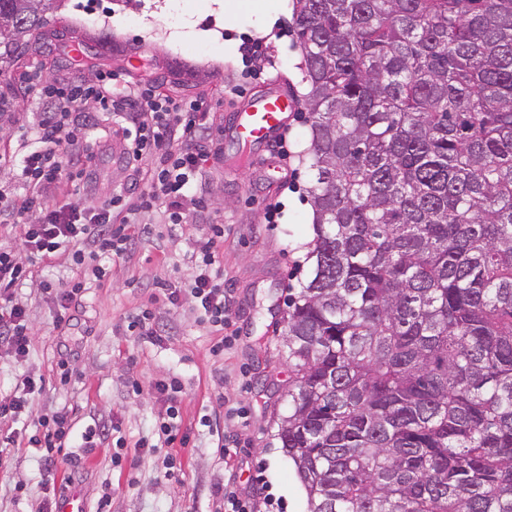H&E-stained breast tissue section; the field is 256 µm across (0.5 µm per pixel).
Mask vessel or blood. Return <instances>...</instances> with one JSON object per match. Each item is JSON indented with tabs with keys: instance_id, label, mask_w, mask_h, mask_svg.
<instances>
[{
	"instance_id": "1",
	"label": "vessel or blood",
	"mask_w": 512,
	"mask_h": 512,
	"mask_svg": "<svg viewBox=\"0 0 512 512\" xmlns=\"http://www.w3.org/2000/svg\"><path fill=\"white\" fill-rule=\"evenodd\" d=\"M297 102L281 87L269 89L259 97L246 98L229 116L227 130L241 143L264 151L296 111Z\"/></svg>"
}]
</instances>
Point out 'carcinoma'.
<instances>
[{"label":"carcinoma","mask_w":512,"mask_h":512,"mask_svg":"<svg viewBox=\"0 0 512 512\" xmlns=\"http://www.w3.org/2000/svg\"><path fill=\"white\" fill-rule=\"evenodd\" d=\"M59 0H0L23 54ZM315 237L281 448L308 512H512V0H295Z\"/></svg>","instance_id":"carcinoma-1"}]
</instances>
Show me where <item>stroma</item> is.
Instances as JSON below:
<instances>
[{
  "mask_svg": "<svg viewBox=\"0 0 512 512\" xmlns=\"http://www.w3.org/2000/svg\"><path fill=\"white\" fill-rule=\"evenodd\" d=\"M210 0H191L193 20L202 40L171 36L178 15L172 0H65L24 57L0 54V93L12 97L18 110L6 127V141H32L37 116L28 103L30 84L17 81L23 71L49 81L71 77L74 53H82L93 71H122L130 81L161 84L172 98L200 101L207 132L221 152L205 165L198 192L207 200L201 218L224 227L220 262L230 290L231 318L226 333L199 320L189 300L171 304L164 284L187 275L194 225L164 224L161 211L141 214L150 225L139 236L133 255L114 262L104 281L90 283L73 309L67 336H58L54 310L40 291L42 282L61 285L77 274L63 261L41 270L39 280L20 287L28 304L32 329L27 370L45 379L33 401L35 414L69 406L76 411V433L112 420L124 439L120 463L114 445L92 454L69 448L57 465L55 493H78L87 512H217L211 492L233 478H254L270 497L264 512H307L306 496L294 467L276 437V422L288 411V350L282 342L288 321V294L308 274L306 254L313 241L312 208L307 189L311 172L305 161L310 145L308 113L298 108L288 118V176L280 182L258 181L260 160L248 146L226 134V119L245 95L280 85L297 94L306 91L300 70L302 54L293 34V11L285 9L274 28L256 33L250 15L256 0H239L242 14L221 24L208 12ZM260 44V56L247 48ZM95 159L80 185L90 204L138 182L123 160L112 153V135L92 134ZM150 310L161 341L131 335L129 317ZM231 345L223 355L211 352L222 335ZM72 351L70 368L77 379L57 380L60 347ZM139 386L131 388L128 379ZM175 379L181 386V427L190 433L178 448L182 470L165 475L163 454L142 453L141 441H156L159 404L154 385ZM237 405L246 419L229 416ZM234 437L240 446L224 458L219 439ZM11 463L0 469V512H43L45 491L36 458L26 448L5 451ZM23 492H14L16 483Z\"/></svg>",
  "mask_w": 512,
  "mask_h": 512,
  "instance_id": "obj_1",
  "label": "stroma"
}]
</instances>
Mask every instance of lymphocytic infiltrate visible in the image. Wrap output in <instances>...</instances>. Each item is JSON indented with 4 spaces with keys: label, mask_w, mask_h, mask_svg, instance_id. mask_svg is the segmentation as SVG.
Returning <instances> with one entry per match:
<instances>
[{
    "label": "lymphocytic infiltrate",
    "mask_w": 512,
    "mask_h": 512,
    "mask_svg": "<svg viewBox=\"0 0 512 512\" xmlns=\"http://www.w3.org/2000/svg\"><path fill=\"white\" fill-rule=\"evenodd\" d=\"M33 105L38 110L36 144L12 151L0 149V172L17 174L22 189L0 187V223L17 234L21 253L0 248V357L24 367L31 345L27 306L16 297L15 288L33 279L35 263L52 265L68 258L82 271V278L61 287L43 288L55 310V326L68 328L72 306L86 289L88 279H103L102 259H120L135 242L134 235L114 227V217H132L162 209L166 223L180 225L204 207L197 185L204 170L202 161L210 150L206 142L202 104L178 102L165 97L151 83H131L120 73L101 72L86 76L74 71L65 82H43ZM127 124L122 140L126 163H146L144 187L112 196L98 205L78 202L57 204L52 196L61 182L78 186L91 165V131L109 126L113 117ZM224 227L208 225L194 241L191 271L185 279L169 285L171 303L182 295L196 302L201 321L214 327L229 322L224 274L218 246ZM43 386L42 378L22 372L12 395L0 399V421L19 422L32 413L31 397ZM155 390L161 403L157 433L171 444L180 432L179 386L176 380H160ZM74 433V414L59 409L39 417L34 433L6 435L9 444L25 441L43 464L42 486L55 483L58 455Z\"/></svg>",
    "instance_id": "1"
}]
</instances>
